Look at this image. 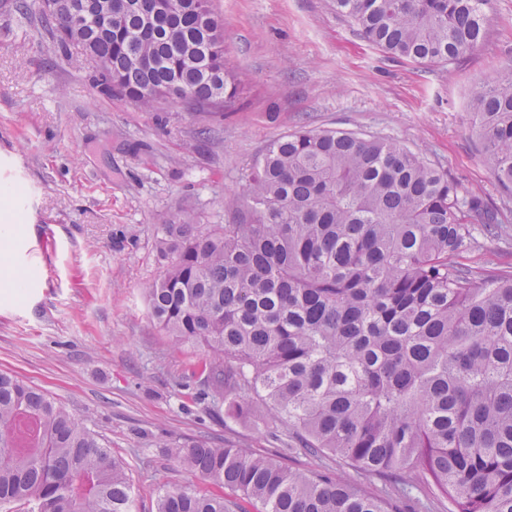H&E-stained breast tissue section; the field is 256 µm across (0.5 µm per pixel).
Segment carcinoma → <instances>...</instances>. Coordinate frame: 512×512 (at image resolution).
Masks as SVG:
<instances>
[{"mask_svg":"<svg viewBox=\"0 0 512 512\" xmlns=\"http://www.w3.org/2000/svg\"><path fill=\"white\" fill-rule=\"evenodd\" d=\"M52 0L64 52L100 61L99 85L141 108L183 94L224 110L238 86L211 0ZM487 0H334L370 44L453 64L485 40ZM471 115L498 182L512 188V63L475 87ZM230 224L160 227L166 264L146 289L175 344L207 349L200 397L288 425L296 447L360 474L421 486L453 512H512V270L459 261L503 213L400 142L302 127L271 141ZM216 487L165 489L156 512H225L224 489L259 512H386L377 498L246 448L175 443ZM30 512H135L112 451L66 408L0 373V504Z\"/></svg>","mask_w":512,"mask_h":512,"instance_id":"cac0c4a2","label":"carcinoma"}]
</instances>
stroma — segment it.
Segmentation results:
<instances>
[{
	"mask_svg": "<svg viewBox=\"0 0 512 512\" xmlns=\"http://www.w3.org/2000/svg\"><path fill=\"white\" fill-rule=\"evenodd\" d=\"M0 0V185L31 235L17 248L32 278L0 296V372L65 406L112 451L155 512L160 489L210 484L168 453L175 442L275 454L288 468L353 480L386 512H452L448 500L397 496L391 478L356 473L335 456L282 445L288 428L233 418L190 401L203 351L174 346L145 290L164 260L161 225L186 214L231 219L255 159L307 126L393 138L502 209L504 196L471 127L475 83L512 63V0H489L481 48L445 67L392 57L367 43L333 0H213L236 74L234 107L166 100L146 110L104 94L94 62H72L38 15ZM463 263L512 268V238H482Z\"/></svg>",
	"mask_w": 512,
	"mask_h": 512,
	"instance_id": "obj_1",
	"label": "stroma"
}]
</instances>
